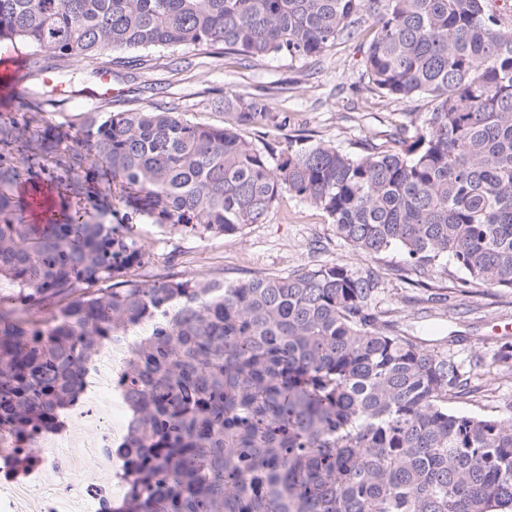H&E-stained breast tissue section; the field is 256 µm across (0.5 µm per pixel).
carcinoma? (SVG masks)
Listing matches in <instances>:
<instances>
[{
	"mask_svg": "<svg viewBox=\"0 0 512 512\" xmlns=\"http://www.w3.org/2000/svg\"><path fill=\"white\" fill-rule=\"evenodd\" d=\"M492 0H0V41L55 59L221 47L306 61L369 37L365 90L427 112L362 154L286 147L247 128L285 127L265 94L224 99L223 126L166 106L88 112L81 146L0 120V445L39 446L71 410L96 358L131 328L113 380L130 412L112 445L122 497L110 512H512V402L449 405L476 391L481 356L399 328L378 277L341 264L288 277L143 281L140 218L170 233L234 236L286 192L327 215L353 249L451 264L512 290V27ZM128 211L78 206L89 158ZM55 308L40 317L41 303Z\"/></svg>",
	"mask_w": 512,
	"mask_h": 512,
	"instance_id": "carcinoma-1",
	"label": "carcinoma"
}]
</instances>
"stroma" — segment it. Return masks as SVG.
I'll use <instances>...</instances> for the list:
<instances>
[{"instance_id": "1", "label": "stroma", "mask_w": 512, "mask_h": 512, "mask_svg": "<svg viewBox=\"0 0 512 512\" xmlns=\"http://www.w3.org/2000/svg\"><path fill=\"white\" fill-rule=\"evenodd\" d=\"M0 46L25 69L31 90L26 103L0 107V117L29 119L33 134L57 129L72 134L84 113L149 109L159 103L176 107L192 121L220 126L225 114L218 103L225 95L266 88L275 110L291 115L290 129L307 128L317 139L355 152L360 140L404 121L406 113L430 107L425 97L396 106L367 94L355 41L338 42L319 59L306 62L281 57L240 60L193 47L145 51L140 65L116 68L112 75L115 94L106 100L85 96L97 80L94 63L72 65L74 96L64 100L43 82L44 73L37 67L43 53L22 40ZM290 129H270L269 137L287 141ZM134 232L150 254L148 263L137 271L144 280L192 274L240 281L260 275L285 277L305 267L340 263L357 273L374 271L383 288L379 308L397 310L401 324L411 326L414 335L449 338L450 351L459 357L476 353L490 360L501 345L512 344V291H491L474 284L456 309L429 302L426 291L414 287V280L422 277L435 288L448 289L455 287L458 271L438 267L422 275L406 273L397 251L378 260L362 256L337 236L324 213L287 195L265 223L250 225L235 236L170 234L145 221L135 224ZM122 358L116 351L101 355L95 371L102 380L99 398L81 401V416L72 417L62 434L44 438L43 447H54L63 439L75 454L95 440L96 413L102 408V397L112 394V370ZM505 401H512V373L502 371L455 405L464 412L485 414Z\"/></svg>"}]
</instances>
